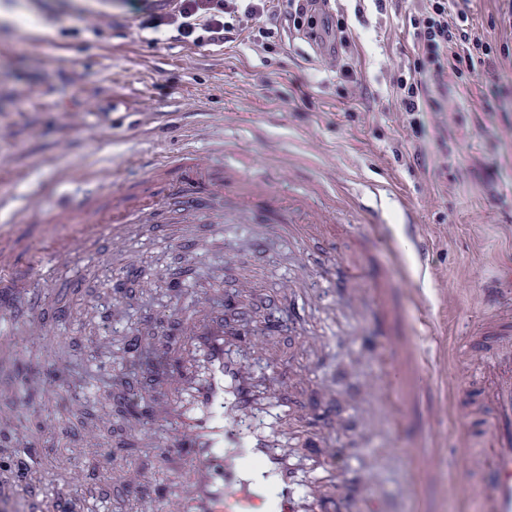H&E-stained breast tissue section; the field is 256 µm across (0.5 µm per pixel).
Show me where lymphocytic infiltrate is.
<instances>
[{
	"instance_id": "1",
	"label": "lymphocytic infiltrate",
	"mask_w": 512,
	"mask_h": 512,
	"mask_svg": "<svg viewBox=\"0 0 512 512\" xmlns=\"http://www.w3.org/2000/svg\"><path fill=\"white\" fill-rule=\"evenodd\" d=\"M404 18L412 53L390 70L387 88L407 130L421 140L427 113L455 109L449 76L479 78L497 46L476 26L467 0H410ZM138 27L195 45L219 46L244 36L264 51L282 32L295 29L321 43L345 96L357 97L364 86L362 72L352 62L355 38L348 19L332 0H171L163 11L141 7Z\"/></svg>"
}]
</instances>
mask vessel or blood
Returning a JSON list of instances; mask_svg holds the SVG:
<instances>
[{
  "label": "vessel or blood",
  "mask_w": 512,
  "mask_h": 512,
  "mask_svg": "<svg viewBox=\"0 0 512 512\" xmlns=\"http://www.w3.org/2000/svg\"><path fill=\"white\" fill-rule=\"evenodd\" d=\"M223 146L201 149L190 145L177 156L158 155L149 174L182 168L188 179L203 183L211 201L223 203L232 195L238 214H249L269 199V184L250 177L246 168H223L214 158ZM97 193L111 197V211L98 223L79 225L63 242L28 257L33 266L56 268L84 254L90 243L110 230L121 241L132 223H152L166 201L153 197L127 209L109 174H101ZM315 216L271 227L254 224L242 246L254 251L269 235L291 242L316 224ZM0 286L28 291L31 283L12 257L0 253ZM198 319L190 329L194 349L208 369L204 380L182 372L152 375L149 385L165 394L152 418L170 424L166 448L177 451L182 465L165 498L148 501L144 512H329L326 472L336 466V450L326 445L320 457L302 463L293 451L305 447L303 433H289L293 408L285 401L289 381L271 372L256 376L243 361L231 359L234 343L223 321L209 318V298L198 295ZM394 362L401 373V395L389 400L381 376L366 380L365 389L392 416L404 405L419 401L431 377H446L447 366L429 360L419 337L406 336L395 344ZM467 372L481 383L485 398L477 402L475 422L466 423L461 439L466 475L452 487L455 496L472 504L473 512H512V308L480 322L458 341ZM192 390L195 405L173 397ZM0 512H65L63 499L52 486L26 491L0 486Z\"/></svg>",
  "instance_id": "obj_1"
}]
</instances>
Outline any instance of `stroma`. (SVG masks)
<instances>
[{
  "label": "stroma",
  "instance_id": "1",
  "mask_svg": "<svg viewBox=\"0 0 512 512\" xmlns=\"http://www.w3.org/2000/svg\"><path fill=\"white\" fill-rule=\"evenodd\" d=\"M136 24L126 0H0V220L41 203L36 223L13 225L16 237L32 248L63 241L98 173L121 179L131 157L146 163L154 152L175 155L224 133L234 143L225 163L268 182L276 201L304 198L338 231L306 242L305 265L274 239L232 266L227 258L254 218L275 223L268 210L212 224L200 213L163 209L153 223L135 225L110 256L92 252L49 274L30 270L43 296L18 299L12 316L20 325L43 321L50 345L0 367V413L10 415L0 428L10 436L24 431L29 455L43 457L44 466L16 486L48 483L79 498L85 485L66 477L80 469L103 489L98 512H140L141 500L164 497L175 474L172 454L158 447L167 425L147 430L119 419L115 403L150 413L158 398L144 385L145 354L167 349L171 366H193L186 341L197 292L209 293L208 315L220 318L225 297L250 277L258 288L245 300L246 314L273 306L289 323L273 333L267 353L246 349L243 359L267 357L285 372L304 373L293 398L336 442L337 497L369 492L383 512H467L449 487L465 474L461 429L479 384L466 380L455 346L460 315L478 321L512 280V70L467 86L449 77L459 109L445 133L430 131L428 168H412L404 159L412 150L408 132L385 87L411 47L401 18L361 29L355 60L367 90L354 101L302 35L262 53L245 40L158 41ZM373 184L379 193L370 192ZM411 214L430 241L423 261L406 239ZM346 224L375 226L374 240L342 233ZM385 266L398 270L393 288L349 304L346 281ZM412 287L420 302H408ZM448 293L455 305H445ZM425 316L434 331L423 334V345L448 359L447 381H431L426 392L447 413L430 423L412 412L397 431L371 417L364 378L382 369L390 341ZM132 335L143 357L114 367L112 350ZM303 335L324 337L323 347L304 352ZM49 377L61 392L48 409L42 384ZM427 428L438 433V476L411 498L403 483L418 453L413 442ZM88 430L99 435L98 447L83 443ZM378 448L388 451V465L368 489L359 471Z\"/></svg>",
  "mask_w": 512,
  "mask_h": 512
}]
</instances>
